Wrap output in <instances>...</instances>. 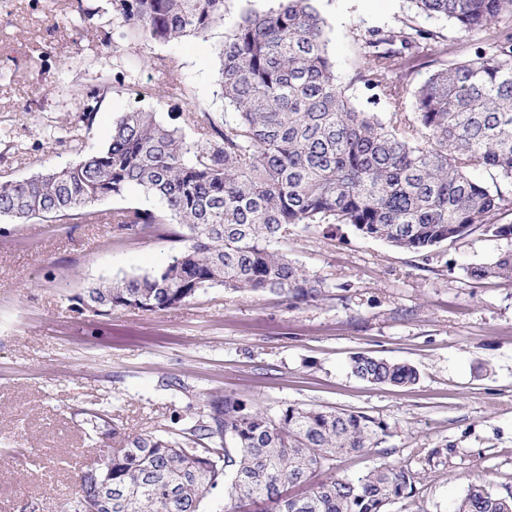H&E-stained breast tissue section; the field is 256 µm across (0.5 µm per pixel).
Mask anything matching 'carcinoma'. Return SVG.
<instances>
[{
    "mask_svg": "<svg viewBox=\"0 0 512 512\" xmlns=\"http://www.w3.org/2000/svg\"><path fill=\"white\" fill-rule=\"evenodd\" d=\"M113 48L130 36L169 44L224 19V0H110ZM420 14L445 18L485 44L457 57V44L404 22L368 33L358 79L372 91L351 102L329 55L326 20L314 0H282L249 12L219 53V85L234 112L217 121L198 108L189 119L205 137L194 150L156 113L133 109L113 123L109 142L77 161L23 180L0 179V216L17 224L85 221L89 207L137 187L159 209H112L119 231L142 237L163 224L181 244L166 265L88 288L87 303L157 312L222 286L308 303L325 282L288 256V234L336 231L412 253L457 242L476 229L504 242L490 264L466 269L474 281L512 282V206L497 180L512 181V0H414ZM440 63L414 86L406 58ZM111 88L85 92L92 127ZM489 172L492 182L478 177ZM352 374L370 384L415 383L414 367L358 353ZM187 434L125 435L112 441V467L87 469L65 512H201L223 484L261 512H386L411 494L417 473L386 466L357 479L318 477L336 456L385 442L384 422L364 413L296 404L275 414L232 396L211 400ZM112 500L103 505L104 482ZM455 512H512V496L471 484Z\"/></svg>",
    "mask_w": 512,
    "mask_h": 512,
    "instance_id": "carcinoma-1",
    "label": "carcinoma"
}]
</instances>
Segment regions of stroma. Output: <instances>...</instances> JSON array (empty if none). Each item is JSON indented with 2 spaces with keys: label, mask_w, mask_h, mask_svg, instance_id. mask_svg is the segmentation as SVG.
Masks as SVG:
<instances>
[{
  "label": "stroma",
  "mask_w": 512,
  "mask_h": 512,
  "mask_svg": "<svg viewBox=\"0 0 512 512\" xmlns=\"http://www.w3.org/2000/svg\"><path fill=\"white\" fill-rule=\"evenodd\" d=\"M278 0H225L224 19L162 44L123 41L113 52L110 0H0V177L24 179L75 161L71 144L105 146L133 108L158 112L199 145L195 107L223 117L218 55L247 11ZM336 75L352 101L369 31L416 20L411 0H315ZM89 8L90 20L80 17ZM108 76L92 127L84 90ZM64 128L67 145L50 141ZM500 241L477 231L428 254L401 251L341 226L302 232L288 253L323 279L327 299L292 304L214 287L162 312L96 313L77 294L115 275L144 274L175 243L111 223L26 224L0 217V512H64L76 476L113 432L178 436L212 399L243 398L361 412L383 420L381 445L333 461L355 479L397 465L417 471L413 497L388 512H453L469 484L512 494V284L476 282ZM367 353L415 367L409 386L354 377Z\"/></svg>",
  "instance_id": "obj_1"
}]
</instances>
